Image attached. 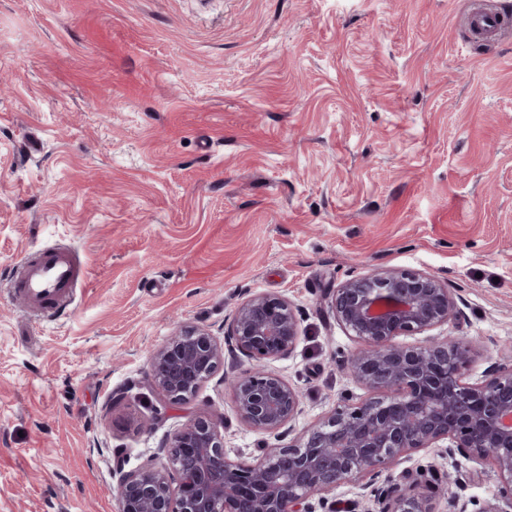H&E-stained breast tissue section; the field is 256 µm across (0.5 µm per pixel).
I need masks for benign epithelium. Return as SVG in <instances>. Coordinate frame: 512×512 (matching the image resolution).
Listing matches in <instances>:
<instances>
[{
  "instance_id": "7a95c632",
  "label": "benign epithelium",
  "mask_w": 512,
  "mask_h": 512,
  "mask_svg": "<svg viewBox=\"0 0 512 512\" xmlns=\"http://www.w3.org/2000/svg\"><path fill=\"white\" fill-rule=\"evenodd\" d=\"M331 310L364 348L348 372L373 396L337 408L286 446L260 445L250 460L224 453L223 416L203 412L174 431L167 461L125 469L111 454L118 512H340L336 490L368 479L375 508L364 512H428L421 471L389 477L413 450L442 448L488 464L500 485L492 501L463 499L467 481L446 488L448 512H512V369L478 382L461 369L469 346L428 337L414 346L394 342L448 323L458 313L448 283L428 272L375 270L333 292ZM299 338L298 310L283 297L253 294L232 316L225 343L257 362L242 376L223 377L236 416L250 428L279 436L300 412L299 391L265 363L287 357ZM224 364V347L203 327H185L150 355V384L164 404L180 403Z\"/></svg>"
}]
</instances>
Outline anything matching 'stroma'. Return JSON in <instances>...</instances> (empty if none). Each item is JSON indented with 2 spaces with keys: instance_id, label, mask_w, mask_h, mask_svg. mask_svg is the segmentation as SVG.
I'll return each instance as SVG.
<instances>
[{
  "instance_id": "stroma-1",
  "label": "stroma",
  "mask_w": 512,
  "mask_h": 512,
  "mask_svg": "<svg viewBox=\"0 0 512 512\" xmlns=\"http://www.w3.org/2000/svg\"><path fill=\"white\" fill-rule=\"evenodd\" d=\"M512 0H0V512H116L133 469L201 412L224 452H259L219 377L165 420L149 352L181 327L223 338L249 294L287 297L300 338L269 362L301 395L291 442L367 398L360 342L329 293L377 267L437 274L476 382L512 367ZM79 252L71 312L30 319L8 290L46 245ZM404 468L484 464L411 452ZM502 25V16L499 13L483 7L474 10L468 20L469 31L475 37H492Z\"/></svg>"
}]
</instances>
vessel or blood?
<instances>
[{
    "label": "vessel or blood",
    "mask_w": 512,
    "mask_h": 512,
    "mask_svg": "<svg viewBox=\"0 0 512 512\" xmlns=\"http://www.w3.org/2000/svg\"><path fill=\"white\" fill-rule=\"evenodd\" d=\"M502 26L499 13L479 8L473 11L468 27L474 36H494ZM85 271L72 247L52 245L28 256L15 270L10 286L28 314L48 318L69 307Z\"/></svg>",
    "instance_id": "obj_1"
}]
</instances>
